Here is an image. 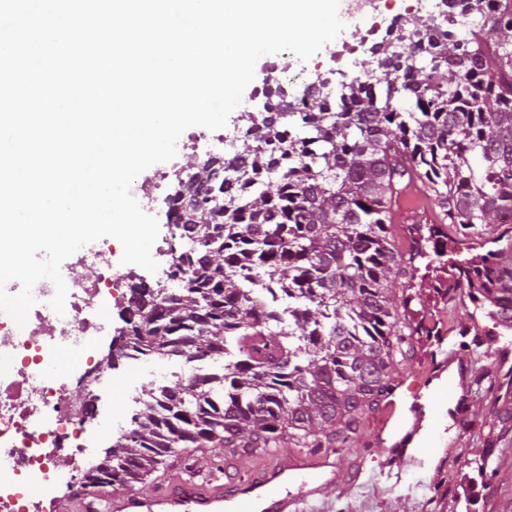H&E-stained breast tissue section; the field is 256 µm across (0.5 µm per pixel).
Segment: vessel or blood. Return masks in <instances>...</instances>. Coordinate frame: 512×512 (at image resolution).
Returning a JSON list of instances; mask_svg holds the SVG:
<instances>
[{"instance_id":"obj_1","label":"vessel or blood","mask_w":512,"mask_h":512,"mask_svg":"<svg viewBox=\"0 0 512 512\" xmlns=\"http://www.w3.org/2000/svg\"><path fill=\"white\" fill-rule=\"evenodd\" d=\"M427 187L411 183L399 193L391 211V221L399 228L408 249L417 250L422 241L414 234L417 224L437 223ZM435 359L430 364L431 379H439L455 371L446 387L438 390L439 398H456L450 416L456 426H463L462 410L475 395L473 389L474 359L462 350L459 342L440 336L434 339ZM414 422L395 444L390 464L403 466L411 460L407 448L421 428L423 414L413 410ZM340 458L332 453L311 457L303 452L278 455L274 462L259 467L247 476L201 490L191 478L168 483L151 493L128 491L90 501L56 502L57 512H303V505L325 496L339 486Z\"/></svg>"}]
</instances>
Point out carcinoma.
Masks as SVG:
<instances>
[{
  "label": "carcinoma",
  "instance_id": "cac0c4a2",
  "mask_svg": "<svg viewBox=\"0 0 512 512\" xmlns=\"http://www.w3.org/2000/svg\"><path fill=\"white\" fill-rule=\"evenodd\" d=\"M442 6L474 16L468 38L445 11L395 18L366 78L330 97L316 77L298 114L278 89L261 119L248 113L235 157L198 162L169 194L171 238L194 247L170 267L178 287L132 284L117 358L217 354L224 373L143 389L83 494L132 489L186 448H345L389 392L407 354L390 285L414 267L393 242L392 198L426 184L441 223L473 240L512 215V0ZM488 46L492 67L471 66ZM459 270L512 311V257Z\"/></svg>",
  "mask_w": 512,
  "mask_h": 512
}]
</instances>
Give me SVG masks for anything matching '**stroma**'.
<instances>
[{
  "label": "stroma",
  "instance_id": "obj_1",
  "mask_svg": "<svg viewBox=\"0 0 512 512\" xmlns=\"http://www.w3.org/2000/svg\"><path fill=\"white\" fill-rule=\"evenodd\" d=\"M395 295L401 322L411 335L410 352L391 376L396 387L404 374H426V341L443 332L460 334L462 321L449 312L447 303L426 302L420 289L407 280L397 281ZM461 343L480 354L476 400L464 411L465 429L451 431L437 462L429 467L410 464L395 482L380 474L386 452L373 451L365 477L349 489L328 491L315 512H512V370L495 373L483 355L481 337L462 336ZM172 369L171 359L151 356L120 360L112 374L119 384L144 388L169 381ZM97 407L96 418L87 424L91 458L130 426L129 416L113 412L110 393L100 392ZM271 459V454L254 450L227 448L217 454L210 448H190L172 458L165 469L196 475L203 483L214 475L248 474Z\"/></svg>",
  "mask_w": 512,
  "mask_h": 512
}]
</instances>
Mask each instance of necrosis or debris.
Wrapping results in <instances>:
<instances>
[{"mask_svg":"<svg viewBox=\"0 0 512 512\" xmlns=\"http://www.w3.org/2000/svg\"><path fill=\"white\" fill-rule=\"evenodd\" d=\"M346 2L353 32L338 36L319 70L309 71L283 52L268 61V78L253 84L255 97L266 99L278 87L296 85L300 92L294 103L299 106L313 74L323 75L324 91L332 95L346 76L365 66L386 34L382 0ZM118 250L115 238L103 237L71 255L64 315L48 305L54 285L47 279L33 289L37 303L25 326L0 313V453L12 458L9 467L0 468V512H43L60 465L74 468L84 461L82 439L92 399L98 391L115 390L110 368L97 357L96 339L111 330L113 305H129L136 272L135 265L117 261ZM74 346L80 347L81 358L73 369L65 359ZM115 392L120 414L138 396L130 387Z\"/></svg>","mask_w":512,"mask_h":512,"instance_id":"necrosis-or-debris-1","label":"necrosis or debris"}]
</instances>
